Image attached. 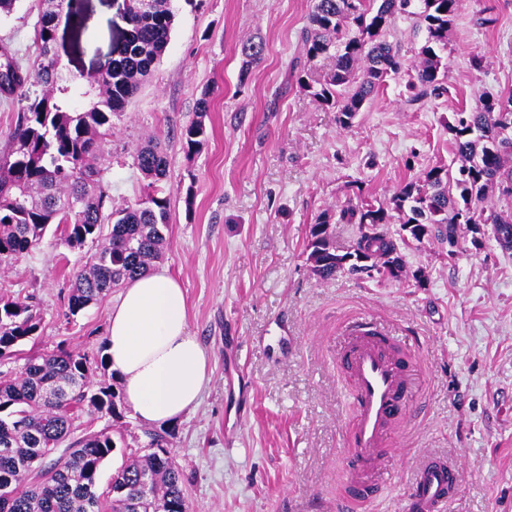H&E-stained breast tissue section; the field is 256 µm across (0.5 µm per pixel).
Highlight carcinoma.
<instances>
[{
    "mask_svg": "<svg viewBox=\"0 0 512 512\" xmlns=\"http://www.w3.org/2000/svg\"><path fill=\"white\" fill-rule=\"evenodd\" d=\"M420 3L416 16L427 38L422 58L408 82L407 103L416 105L445 91L448 65L441 52L461 0H315L304 33L310 59L333 54L334 70L313 95L336 108L338 122L348 127L365 104L398 75L403 63L397 48L382 33L398 14ZM41 9L35 28L38 47L34 71H22L13 55L0 73V95L19 104L11 150L0 158V264L32 252L50 228L61 243L80 250L101 242L72 278L68 310L77 316L101 301L112 289L151 270L161 259L163 229L169 223L168 162L156 144L137 150L134 165L146 181L141 198L118 207L112 184L95 164L112 118L120 116L164 53L174 22L171 0H129L126 35L112 53L111 68L101 77L79 84L50 55L68 0H52ZM242 76L264 54L262 41L247 40L241 49ZM88 97L85 106L77 100ZM512 117V90L483 94L475 107L461 108L447 124L453 158L426 169L388 201L361 198L338 212V222L358 225V247L372 249L379 261L374 270L393 277L385 257L402 260L405 237L381 230L384 224H423L439 242L456 237L460 224H497L512 230V143L499 136V118ZM207 138L198 118L181 132L191 156ZM499 193L506 205L483 207ZM331 216L323 213L310 225L307 262L322 280L341 272L360 271L336 264L330 234ZM41 317L35 307L0 297V365L19 354V347L38 336ZM118 394L80 352L60 345L49 353H33L19 368L0 372V512H189L182 478L168 449L171 431L147 432L152 452L123 461L103 492L98 478L117 448L107 429L75 437V413L90 407L121 418ZM62 456L46 463L58 449Z\"/></svg>",
    "mask_w": 512,
    "mask_h": 512,
    "instance_id": "carcinoma-1",
    "label": "carcinoma"
}]
</instances>
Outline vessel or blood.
I'll use <instances>...</instances> for the list:
<instances>
[{
	"mask_svg": "<svg viewBox=\"0 0 512 512\" xmlns=\"http://www.w3.org/2000/svg\"><path fill=\"white\" fill-rule=\"evenodd\" d=\"M337 361L351 383L353 411L342 458L339 512L379 499L385 489L382 459L396 430L411 416L416 346L377 324L356 321L338 343ZM460 481V462L443 454L426 456L413 470L405 512H448Z\"/></svg>",
	"mask_w": 512,
	"mask_h": 512,
	"instance_id": "vessel-or-blood-1",
	"label": "vessel or blood"
}]
</instances>
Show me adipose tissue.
<instances>
[{"instance_id":"obj_1","label":"adipose tissue","mask_w":512,"mask_h":512,"mask_svg":"<svg viewBox=\"0 0 512 512\" xmlns=\"http://www.w3.org/2000/svg\"><path fill=\"white\" fill-rule=\"evenodd\" d=\"M105 362L141 422L160 426L195 408L210 361L188 325L186 292L167 271L128 282L112 305Z\"/></svg>"}]
</instances>
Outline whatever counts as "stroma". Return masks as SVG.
<instances>
[{"mask_svg": "<svg viewBox=\"0 0 512 512\" xmlns=\"http://www.w3.org/2000/svg\"><path fill=\"white\" fill-rule=\"evenodd\" d=\"M122 4L73 0L63 31L67 74L90 71L109 54ZM172 6L170 42L106 138L100 164L119 205L143 191L135 150L155 140L167 153L170 224L156 266L185 288L189 326L212 369L199 406L172 425L192 512H334L353 409L336 345L362 316L407 337L422 358L412 419L385 456L387 492L367 512H402L409 475L432 451L463 460L449 512H512V250L489 226L463 224L455 244L402 247L397 279L371 271L322 280L306 261L316 215L358 195L387 200L448 161L453 112L512 87V0H464L442 54L447 90L414 106L405 85L426 32L416 18L397 17L385 37L405 69L348 127L308 90L334 65L303 51L314 0ZM40 9V0H17L0 17V46L25 68L37 52ZM481 15L490 25H476ZM253 37L265 52L243 80L241 47ZM475 55L484 59L478 70ZM199 117L207 140L189 156L180 133ZM94 251L69 250L50 232L0 269V295L33 299L40 311L35 350L63 344L99 365L117 293L65 316L73 272ZM74 425L120 436L100 487L128 455L148 452L145 426L131 413L115 421L85 409Z\"/></svg>", "mask_w": 512, "mask_h": 512, "instance_id": "stroma-1", "label": "stroma"}]
</instances>
